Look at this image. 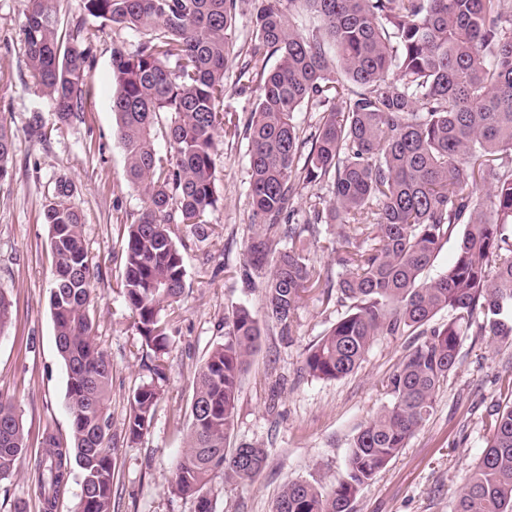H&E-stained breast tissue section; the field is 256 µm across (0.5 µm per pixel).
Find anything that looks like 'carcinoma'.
<instances>
[{
    "mask_svg": "<svg viewBox=\"0 0 512 512\" xmlns=\"http://www.w3.org/2000/svg\"><path fill=\"white\" fill-rule=\"evenodd\" d=\"M26 64L57 119H82L92 33L78 21L63 30L57 0H24ZM86 15L140 36L134 50L112 47V112L128 183L145 199L128 225L121 292L135 313L141 345L157 363L129 395L124 438L151 427L165 377L169 314L181 301L186 270L171 225L205 239L219 202L217 139L248 141L253 225L241 276L262 279L266 321L291 333L302 296L323 305L350 302L308 348L303 369L337 380L359 367L379 336H415L387 378L389 403L351 443L346 476L329 489L286 485L272 512H352L362 486L406 447L434 410L459 366L461 337L473 330L512 344V0H255L248 49L235 50L238 0H82ZM303 9L322 28L301 32ZM248 53L239 76L256 83L246 122L223 109L229 62ZM280 57L269 71L251 60ZM322 109L303 128L296 112ZM169 150L160 154L157 133ZM13 135L0 124V177ZM489 186L485 196L479 188ZM318 191L296 206L307 187ZM72 185L56 182L44 209L55 274L50 307L67 373L70 442L46 437L36 464L45 510L53 509L73 468L82 473L77 512H112L116 435L109 401L112 366L96 342L83 214ZM336 225L323 241L340 272L309 257L303 240ZM457 254L439 276L431 268L451 238ZM448 321L430 326L441 311ZM261 326L239 306L224 316V342L196 369L186 447L170 493L212 512L217 472L252 480L265 453L250 444L241 468L226 449L240 384ZM491 411L488 437L457 495L454 512H512V377ZM26 452L16 405L0 400V480Z\"/></svg>",
    "mask_w": 512,
    "mask_h": 512,
    "instance_id": "carcinoma-1",
    "label": "carcinoma"
}]
</instances>
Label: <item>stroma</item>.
I'll use <instances>...</instances> for the list:
<instances>
[{
    "instance_id": "1",
    "label": "stroma",
    "mask_w": 512,
    "mask_h": 512,
    "mask_svg": "<svg viewBox=\"0 0 512 512\" xmlns=\"http://www.w3.org/2000/svg\"><path fill=\"white\" fill-rule=\"evenodd\" d=\"M64 25L84 19L93 32L90 92L83 118L59 123L26 65L21 35L23 0H0V121L14 135L8 173L0 179V291L12 301V320L0 333V398L22 417L28 452L15 476L0 481V512H44L31 471L46 435L71 437L66 409L67 374L55 344L49 306L53 259L43 210L56 181H70L84 216L91 257L96 336L112 365V428L121 431L133 388L148 381L146 352L134 316L121 293L122 241L135 223L143 197L126 181L124 154L115 134L112 44H136L137 36L85 17L81 0H58ZM40 115L45 138L28 134ZM221 198L210 221L215 229L198 241L184 225H172L186 269V289L170 317L171 343L163 357L165 381L153 424L116 451L112 512H195L190 498L172 495L168 483L184 452L195 365L224 340V315L236 306L265 316L260 283L245 284L240 267L251 234L246 140L224 141L217 156ZM344 307L323 308L305 293L290 335L265 324L259 350L243 375L230 447L261 445L267 454L252 481L212 480L214 512H271L283 487L307 481L328 487L346 471L354 436L389 398L385 382L411 342L381 336L349 376L321 380L302 369L305 351ZM459 369L444 384L429 420L405 448L361 489L353 512H453V503L486 446L485 424L500 397L498 378L512 372V345L486 336H463Z\"/></svg>"
}]
</instances>
